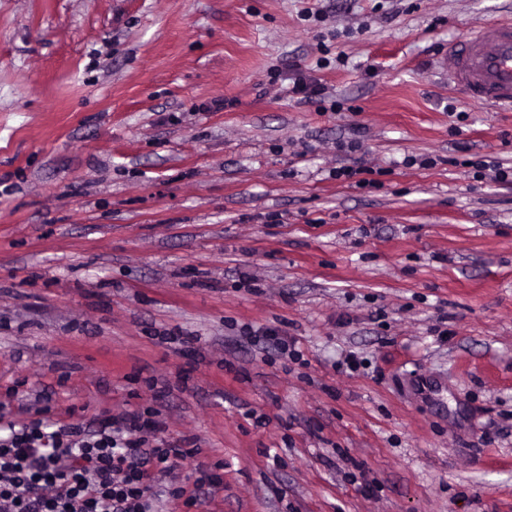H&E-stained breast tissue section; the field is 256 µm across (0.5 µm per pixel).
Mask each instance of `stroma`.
I'll return each mask as SVG.
<instances>
[{
    "label": "stroma",
    "instance_id": "stroma-1",
    "mask_svg": "<svg viewBox=\"0 0 512 512\" xmlns=\"http://www.w3.org/2000/svg\"><path fill=\"white\" fill-rule=\"evenodd\" d=\"M507 16L0 0V415L153 407L200 449L177 485L224 464L197 512H512V187L472 167L512 163V112L441 56ZM301 74L328 100L289 96ZM349 350L366 370L336 372ZM240 336L252 345L271 346L281 356H285L293 362L300 360V357H302L301 352L295 349L296 341L279 337L280 335L276 329L258 328L253 330L252 327H245L242 329Z\"/></svg>",
    "mask_w": 512,
    "mask_h": 512
}]
</instances>
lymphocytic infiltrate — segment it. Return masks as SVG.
<instances>
[{"label":"lymphocytic infiltrate","instance_id":"lymphocytic-infiltrate-1","mask_svg":"<svg viewBox=\"0 0 512 512\" xmlns=\"http://www.w3.org/2000/svg\"><path fill=\"white\" fill-rule=\"evenodd\" d=\"M46 392L30 421L0 418V512H156L160 503L199 506L223 483L199 469L191 493L166 482L196 449L167 440L153 407L125 411L97 426L53 422Z\"/></svg>","mask_w":512,"mask_h":512}]
</instances>
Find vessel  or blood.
<instances>
[{"label":"vessel or blood","instance_id":"b4317fda","mask_svg":"<svg viewBox=\"0 0 512 512\" xmlns=\"http://www.w3.org/2000/svg\"><path fill=\"white\" fill-rule=\"evenodd\" d=\"M446 58L451 84L469 99L512 110V18L476 25Z\"/></svg>","mask_w":512,"mask_h":512}]
</instances>
